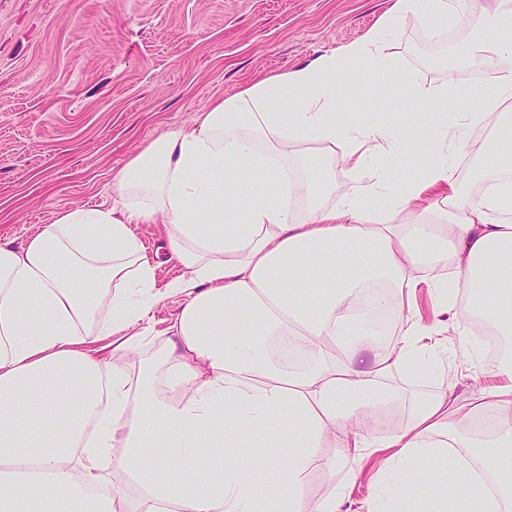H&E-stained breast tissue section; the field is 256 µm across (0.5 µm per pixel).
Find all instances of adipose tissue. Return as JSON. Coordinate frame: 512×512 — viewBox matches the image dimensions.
<instances>
[{
	"mask_svg": "<svg viewBox=\"0 0 512 512\" xmlns=\"http://www.w3.org/2000/svg\"><path fill=\"white\" fill-rule=\"evenodd\" d=\"M414 16L453 27L479 18L466 61L501 62L477 106L447 110V83L409 77L410 121L429 146L381 120L340 124L358 66L392 69L389 35ZM300 97L294 111L287 95ZM512 0H392L361 40L260 80L169 132L116 176L110 209L75 208L22 247L0 240V512H342L346 489L314 494L313 477L391 449L367 512H409L419 475L463 480L427 512H512V354L497 384L459 402L448 388L417 398L406 423L383 408L406 369L448 364L438 326L468 335L481 318L512 335ZM500 130L493 151L476 128ZM342 150L347 181L328 154ZM413 169L398 187L377 161ZM493 173L464 193L459 161ZM224 207H215V200ZM160 224L162 255L131 227ZM185 273L157 291L160 267ZM376 282L369 308L358 301ZM426 286L434 321L412 316ZM184 303L158 357L144 352L160 294ZM401 313L392 340L377 313ZM304 353L285 361L280 341ZM492 413L494 429L475 432ZM258 448L255 468L233 460ZM339 453L328 456V448ZM138 487L130 497L114 474Z\"/></svg>",
	"mask_w": 512,
	"mask_h": 512,
	"instance_id": "adipose-tissue-1",
	"label": "adipose tissue"
}]
</instances>
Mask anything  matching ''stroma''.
<instances>
[{
    "label": "stroma",
    "instance_id": "obj_1",
    "mask_svg": "<svg viewBox=\"0 0 512 512\" xmlns=\"http://www.w3.org/2000/svg\"><path fill=\"white\" fill-rule=\"evenodd\" d=\"M391 0H0V237L22 246L75 207H111L113 177L169 131L261 78L359 39ZM409 16L380 84L385 122L404 129L406 72L479 99L497 67L434 64ZM452 338L445 380L467 398L495 382Z\"/></svg>",
    "mask_w": 512,
    "mask_h": 512
}]
</instances>
